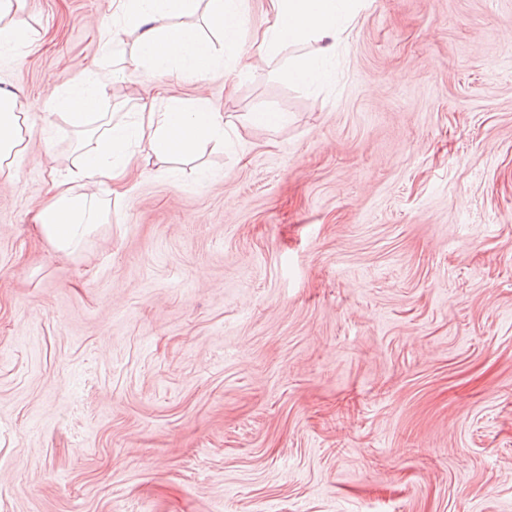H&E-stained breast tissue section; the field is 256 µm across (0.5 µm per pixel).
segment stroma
<instances>
[{"mask_svg": "<svg viewBox=\"0 0 512 512\" xmlns=\"http://www.w3.org/2000/svg\"><path fill=\"white\" fill-rule=\"evenodd\" d=\"M116 10L26 0L0 88L95 67L134 111ZM271 21L228 44L183 17L225 68L171 93L224 145L140 159L72 254L32 215L79 126L39 120L0 180V512H512V0H366L312 87Z\"/></svg>", "mask_w": 512, "mask_h": 512, "instance_id": "35a3bbf8", "label": "stroma"}]
</instances>
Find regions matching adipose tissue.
Returning a JSON list of instances; mask_svg holds the SVG:
<instances>
[{"instance_id": "adipose-tissue-1", "label": "adipose tissue", "mask_w": 512, "mask_h": 512, "mask_svg": "<svg viewBox=\"0 0 512 512\" xmlns=\"http://www.w3.org/2000/svg\"><path fill=\"white\" fill-rule=\"evenodd\" d=\"M362 6V0H266L273 22L258 38L273 56L289 46L314 42L315 51L291 59L285 75L299 85H317L329 76L324 62L334 51L344 23ZM250 8V0H120L110 44L123 46L126 32H138L137 52L155 81L162 83L174 75L204 79L223 70L224 59L195 28L177 23V16L203 11L211 26L233 43L242 34ZM105 94L106 84L95 74L49 103L23 101L1 88L0 177L13 179L11 160L26 149L20 116H39L54 107L103 120L100 106ZM103 122V132L78 148L72 179L60 180L49 201L32 216L37 233L62 254L73 253L98 225L106 223L111 202L106 194L75 192L73 181L120 183L128 177L134 157L142 152L165 163L224 141L222 113L199 99L173 98L166 111L128 112L117 121ZM147 127L152 133L146 137L142 131Z\"/></svg>"}]
</instances>
